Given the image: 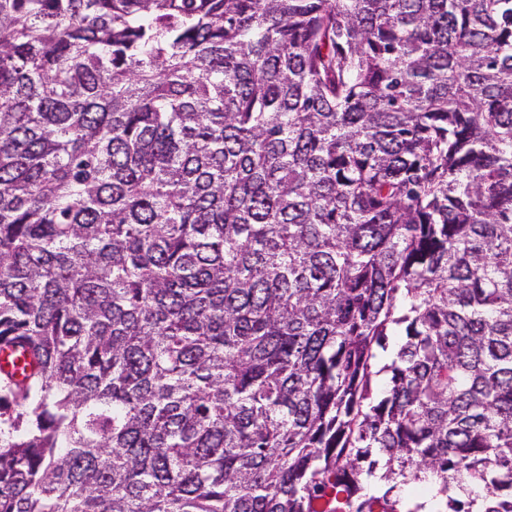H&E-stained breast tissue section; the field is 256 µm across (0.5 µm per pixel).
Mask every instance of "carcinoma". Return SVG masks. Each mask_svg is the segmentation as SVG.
Segmentation results:
<instances>
[{
    "label": "carcinoma",
    "mask_w": 512,
    "mask_h": 512,
    "mask_svg": "<svg viewBox=\"0 0 512 512\" xmlns=\"http://www.w3.org/2000/svg\"><path fill=\"white\" fill-rule=\"evenodd\" d=\"M0 348V512H512V0H0Z\"/></svg>",
    "instance_id": "1"
}]
</instances>
